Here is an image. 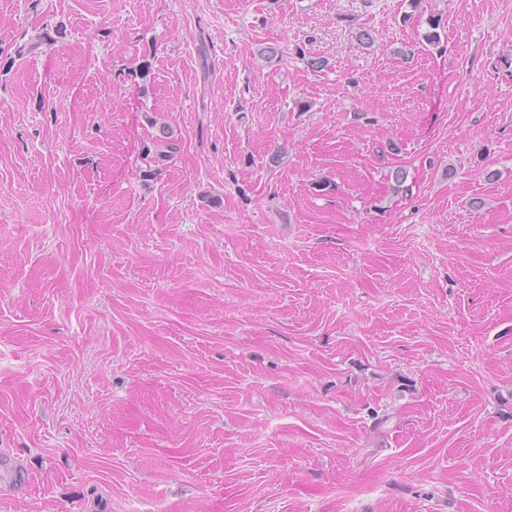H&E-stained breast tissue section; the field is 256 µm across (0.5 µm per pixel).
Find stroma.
<instances>
[{"mask_svg":"<svg viewBox=\"0 0 512 512\" xmlns=\"http://www.w3.org/2000/svg\"><path fill=\"white\" fill-rule=\"evenodd\" d=\"M0 512H512V0H0Z\"/></svg>","mask_w":512,"mask_h":512,"instance_id":"1","label":"stroma"}]
</instances>
